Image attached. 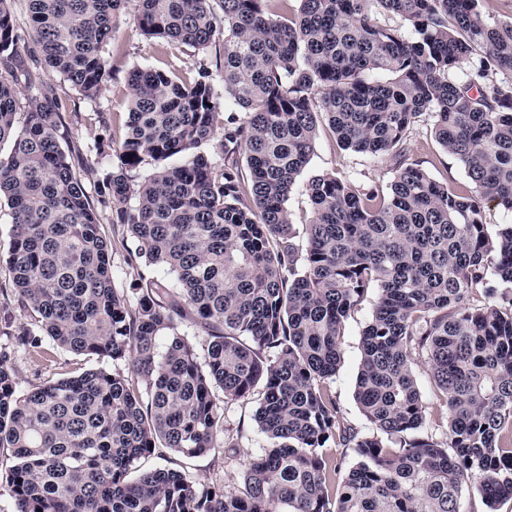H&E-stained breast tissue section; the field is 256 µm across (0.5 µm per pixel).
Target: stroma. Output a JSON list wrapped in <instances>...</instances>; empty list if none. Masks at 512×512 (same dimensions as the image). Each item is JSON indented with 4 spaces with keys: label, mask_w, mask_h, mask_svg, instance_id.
<instances>
[{
    "label": "stroma",
    "mask_w": 512,
    "mask_h": 512,
    "mask_svg": "<svg viewBox=\"0 0 512 512\" xmlns=\"http://www.w3.org/2000/svg\"><path fill=\"white\" fill-rule=\"evenodd\" d=\"M133 7H126L106 47V54L112 67V78L96 100L90 101L78 95L58 74L44 69L41 78L54 85L59 94L68 102L63 120L74 142L86 146L93 144L100 132L92 116L97 112L124 111L129 97L128 79L133 69L144 67H186L201 63L214 65V51L197 53L184 45H172L158 49L153 42L137 31ZM412 158L423 161L430 176L438 181L461 187H469L470 180L463 166L447 154L436 142L432 133V122L428 116H421L415 123L407 142ZM336 173L356 182L390 183L393 173L386 162L380 159L341 149L328 127H321L314 154L302 175L294 185L289 199L297 243H305V225L310 219V208L306 194L308 181L323 173ZM377 298L376 290L368 295L355 314L345 324L342 345V360L338 371L329 381L344 419L358 430L369 431L370 425L361 414L355 401L356 377L361 359V338L371 316ZM97 359L66 351H57L55 362L29 357L20 353L16 356V368L22 388L98 368ZM259 392L243 400L229 404L224 411V425L239 435L240 452L237 457L225 458L223 451L186 459L172 452L160 449L143 460L146 469L175 468L185 471L202 483H222L235 486L241 483L244 465L248 459L259 455L267 441L256 427L253 414L258 406Z\"/></svg>",
    "instance_id": "obj_1"
}]
</instances>
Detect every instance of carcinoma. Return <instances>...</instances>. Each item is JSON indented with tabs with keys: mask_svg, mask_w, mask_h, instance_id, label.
<instances>
[{
	"mask_svg": "<svg viewBox=\"0 0 512 512\" xmlns=\"http://www.w3.org/2000/svg\"><path fill=\"white\" fill-rule=\"evenodd\" d=\"M26 2L25 33L0 0V143L11 144L0 200L12 218L0 294L39 328L0 347V458L18 512H465L470 481L489 512L512 499V224L491 234L484 217L486 201L512 214V22L487 17L483 0H299L295 13L292 0H136L138 31L157 45L219 44L222 91L204 65L134 70L96 209L81 173L112 147L114 117L96 113L93 146H62L65 104L30 66L96 99L128 0ZM228 105L243 115L219 126ZM423 114L471 189L409 160ZM321 119L394 177L386 188L314 177L301 249L287 202ZM146 161L154 172L136 185ZM100 209L137 274L125 295ZM371 288L363 433L327 381ZM477 288L489 301L470 308ZM55 348L112 368L21 389L15 352L47 360ZM420 359L444 399L442 439L424 431ZM260 383L253 420L268 445L241 487L138 470L159 448H235L224 407ZM332 446L355 459L343 474Z\"/></svg>",
	"mask_w": 512,
	"mask_h": 512,
	"instance_id": "1",
	"label": "carcinoma"
}]
</instances>
